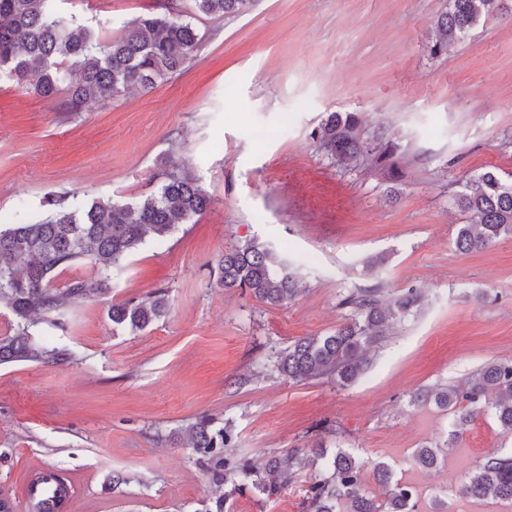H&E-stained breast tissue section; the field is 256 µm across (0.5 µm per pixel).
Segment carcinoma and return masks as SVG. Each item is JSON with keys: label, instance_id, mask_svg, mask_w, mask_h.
<instances>
[{"label": "carcinoma", "instance_id": "1", "mask_svg": "<svg viewBox=\"0 0 512 512\" xmlns=\"http://www.w3.org/2000/svg\"><path fill=\"white\" fill-rule=\"evenodd\" d=\"M254 0H192L193 13L216 19L240 16ZM502 0H447L435 23L436 38L429 54L447 52L448 44L463 39L481 19L502 9ZM206 33L182 19L179 8L164 15L147 14L118 37H105L81 24L56 0H0V74L30 94L52 97L67 83L71 71L77 82L68 89L63 107L79 112L88 102H106L133 88H152L180 71L201 49ZM320 153L343 166H357L368 157L379 165L382 177L395 182L403 176L400 145L390 128L362 127L355 112H330L313 130ZM455 206L471 214L472 223L460 225L454 247L460 253L483 250L512 237V177L496 170L475 175L453 197ZM211 198L190 168L165 174L156 190L137 202L110 199L69 200L55 195L51 212L32 221L23 216L0 228V302L12 316L14 335L0 337V365L19 361L63 362L70 349L63 343L36 344L34 328L40 322L64 328V317L83 299L107 292L113 270L149 240L166 239L180 224L208 209ZM91 263L96 275L73 278L61 285L63 270ZM226 289L246 288L270 306H283L301 291V278L281 254L258 239L246 240L224 252L218 263ZM422 295L414 288L385 296L382 285L351 290L340 301L349 313L336 330L325 336H305L279 351L273 370L296 382L327 378L340 387L355 382L368 368L391 323L416 312ZM168 299L162 291L115 303L112 326L143 331L164 317ZM414 401H432L455 416L446 440L422 446L413 463L426 470L444 464L460 432L478 417L490 414L512 434V359L490 362L462 384H438L415 395ZM189 447L204 459L213 479L237 485L249 481L263 494L277 493L297 472L319 471L308 488L313 512H419V498L410 482L393 469L375 462V488L366 487L367 462L357 454L327 449L309 455L303 448L288 458H272L253 470L230 453L232 435L212 418L202 417L186 429ZM457 494L469 499H497L512 505V450L492 452L471 468Z\"/></svg>", "mask_w": 512, "mask_h": 512}]
</instances>
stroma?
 I'll return each instance as SVG.
<instances>
[{"mask_svg": "<svg viewBox=\"0 0 512 512\" xmlns=\"http://www.w3.org/2000/svg\"><path fill=\"white\" fill-rule=\"evenodd\" d=\"M447 0H256L242 16H192L209 31L183 71L84 111L0 83V225L44 199L137 201L162 170L189 165L212 203L163 242L124 262L110 292L77 304L67 361L0 365V498L27 512L31 475L61 472L68 512H309L304 470L274 496L215 482L185 429L224 422L232 452L253 468L293 448H344L428 486L447 512H512L454 491L476 461L512 448L489 416L471 423L440 469L415 448L442 442L452 417L414 405L416 390L460 383L512 359V238L461 253L466 214L452 198L487 169L512 174V16L480 21L445 54L426 46ZM86 25L120 34L161 13V0H73ZM330 112L363 127L389 124L404 155L394 199L381 175L331 163L310 136ZM256 238L296 267L301 291L270 307L219 283L228 248ZM419 289L421 309L393 325L354 383L295 382L272 372L275 354L324 336L354 287ZM162 290L169 310L142 331L114 330L112 304ZM120 471L128 481L112 487Z\"/></svg>", "mask_w": 512, "mask_h": 512, "instance_id": "stroma-1", "label": "stroma"}]
</instances>
